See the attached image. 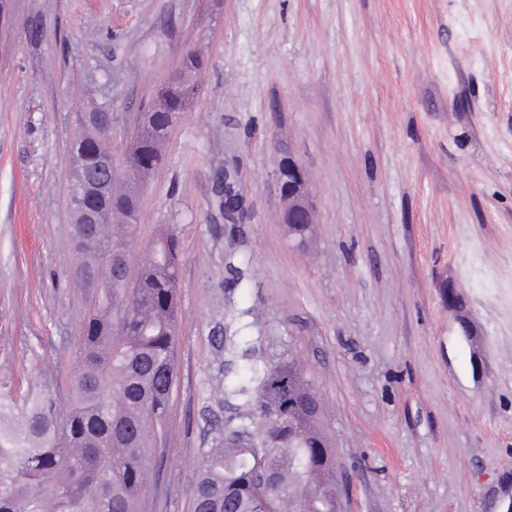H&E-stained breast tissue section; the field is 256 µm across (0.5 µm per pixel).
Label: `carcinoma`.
<instances>
[{
  "instance_id": "carcinoma-1",
  "label": "carcinoma",
  "mask_w": 512,
  "mask_h": 512,
  "mask_svg": "<svg viewBox=\"0 0 512 512\" xmlns=\"http://www.w3.org/2000/svg\"><path fill=\"white\" fill-rule=\"evenodd\" d=\"M204 66L191 50L169 87H160L126 141L122 158L111 142L93 138L82 113L72 145L69 180L109 163L112 193L102 224L73 225L78 264L101 269L112 287L87 288L78 355L66 386L20 395L0 390V512H145L152 449L162 433L176 384L179 315L178 241L159 230L141 259L132 287L112 251L126 252L136 225L128 211L140 206L147 179L163 159L173 124L198 92ZM239 362L227 361L224 402L235 410L226 425L245 447L226 448L219 437L202 457L190 488V512H336L332 449L317 460L313 444L324 438L320 409L296 418L288 446V402L311 398V385L292 359L259 365L254 346L228 339ZM266 470L274 488L259 483Z\"/></svg>"
}]
</instances>
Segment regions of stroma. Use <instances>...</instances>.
I'll return each instance as SVG.
<instances>
[{
    "mask_svg": "<svg viewBox=\"0 0 512 512\" xmlns=\"http://www.w3.org/2000/svg\"><path fill=\"white\" fill-rule=\"evenodd\" d=\"M205 66L144 187L181 260L177 389L147 512H187L231 408L224 339L317 393L343 512H500L512 496V0H0V381L65 382L87 293L77 112L120 149L189 50ZM298 160L312 243L278 224ZM241 200L224 219L218 184ZM248 261V292L230 256Z\"/></svg>",
    "mask_w": 512,
    "mask_h": 512,
    "instance_id": "1",
    "label": "stroma"
}]
</instances>
